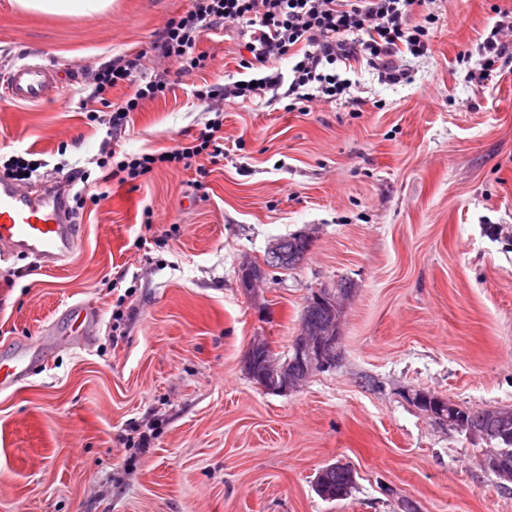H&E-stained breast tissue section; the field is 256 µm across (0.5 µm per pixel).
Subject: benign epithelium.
<instances>
[{
    "label": "benign epithelium",
    "mask_w": 512,
    "mask_h": 512,
    "mask_svg": "<svg viewBox=\"0 0 512 512\" xmlns=\"http://www.w3.org/2000/svg\"><path fill=\"white\" fill-rule=\"evenodd\" d=\"M265 268L249 262L240 268V287L247 294L251 293L262 281ZM344 294L325 288L315 290L308 297L309 306L326 309L328 320L323 323L309 322L301 325L298 336L292 344V356L285 359L270 357L264 362V370L274 375V382L265 383L263 388L273 393H288L301 387L314 373L334 363L340 340L339 321L336 314L342 311L341 300ZM301 363L303 370L298 373L293 365ZM512 450L502 448L495 454L484 457L485 470L495 472L505 482L512 483V467L508 459Z\"/></svg>",
    "instance_id": "7a95c632"
}]
</instances>
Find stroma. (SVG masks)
Returning <instances> with one entry per match:
<instances>
[{
    "mask_svg": "<svg viewBox=\"0 0 512 512\" xmlns=\"http://www.w3.org/2000/svg\"><path fill=\"white\" fill-rule=\"evenodd\" d=\"M189 5L41 16L0 0V73L33 60L78 72L44 103L0 104V154L36 153L49 180L110 148L192 144L211 117L193 91L236 74L239 30H207L208 68L175 77L122 130L79 108L92 71L148 49ZM435 7L431 52L404 58L400 83L359 67L346 103L288 112L278 90L226 106L224 156L205 177L109 183L78 211L66 267L0 261V359L71 305L100 316L90 344L34 350L32 375L0 391V512H512V486L481 465L485 441L414 401L512 408V48L496 77L473 78L512 0ZM300 233L301 264L245 294L241 265ZM342 281L353 292L335 365L288 394L250 379L251 343L286 356L308 296ZM338 462L356 484L322 498L317 475Z\"/></svg>",
    "mask_w": 512,
    "mask_h": 512,
    "instance_id": "35a3bbf8",
    "label": "stroma"
}]
</instances>
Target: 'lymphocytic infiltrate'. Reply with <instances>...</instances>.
I'll return each mask as SVG.
<instances>
[{
    "instance_id": "lymphocytic-infiltrate-1",
    "label": "lymphocytic infiltrate",
    "mask_w": 512,
    "mask_h": 512,
    "mask_svg": "<svg viewBox=\"0 0 512 512\" xmlns=\"http://www.w3.org/2000/svg\"><path fill=\"white\" fill-rule=\"evenodd\" d=\"M434 0H191L177 18L158 31L149 49L120 55L106 62L92 77L86 116L107 122L117 130L146 102L164 97L170 87L168 73L153 67L160 59L178 73L204 70L210 56L198 50L203 29L215 26L242 29L248 40L247 57L238 67L243 78L204 85L197 99L208 103L213 119L189 146L168 151L116 156L106 152L96 165L101 182L128 183L161 167L190 169L196 158L216 160L224 154V108L253 101L263 93L287 86L292 103L336 102L347 98L353 63L363 62L380 81L396 84L404 76L397 59L419 58L431 49V35L439 16ZM512 45V15L502 14L480 46L481 77L489 79L496 62ZM288 58V73L271 69L270 61ZM127 88L122 100L112 101L113 89ZM110 110L101 117L99 107Z\"/></svg>"
}]
</instances>
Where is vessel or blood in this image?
I'll list each match as a JSON object with an SVG mask.
<instances>
[{"mask_svg":"<svg viewBox=\"0 0 512 512\" xmlns=\"http://www.w3.org/2000/svg\"><path fill=\"white\" fill-rule=\"evenodd\" d=\"M63 70L46 62L23 63L0 76V101L37 104L54 96L65 84ZM79 244L76 220L69 210L65 182L20 183L0 180V258L25 256L42 268L68 265ZM99 313L89 304H75L63 321L51 325L49 339L83 345L95 336ZM33 363L19 349L10 363L0 364V391L27 380Z\"/></svg>","mask_w":512,"mask_h":512,"instance_id":"obj_1","label":"vessel or blood"}]
</instances>
